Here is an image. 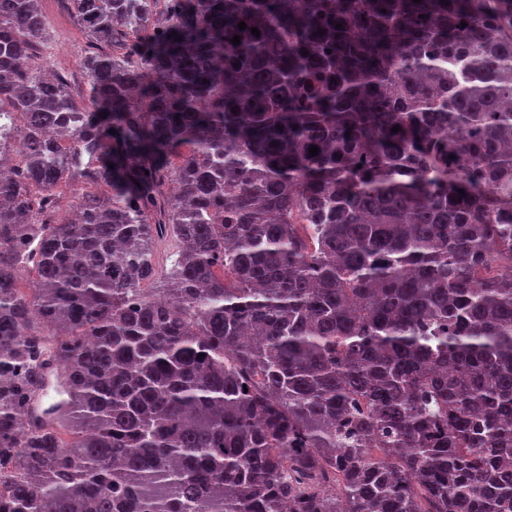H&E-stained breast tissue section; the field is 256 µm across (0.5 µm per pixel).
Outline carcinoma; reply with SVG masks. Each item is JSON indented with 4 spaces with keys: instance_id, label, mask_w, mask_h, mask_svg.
Returning a JSON list of instances; mask_svg holds the SVG:
<instances>
[{
    "instance_id": "cac0c4a2",
    "label": "carcinoma",
    "mask_w": 512,
    "mask_h": 512,
    "mask_svg": "<svg viewBox=\"0 0 512 512\" xmlns=\"http://www.w3.org/2000/svg\"><path fill=\"white\" fill-rule=\"evenodd\" d=\"M64 3L91 111L0 0V512H512V0ZM56 192L59 193V208L55 218L59 222H64L72 215V205L77 198L84 197L85 194H95L101 197L108 195V189L102 185L62 183ZM174 256V246L167 242L155 241L153 246V261L156 268V275L153 281L145 283V288H166L165 273L171 267Z\"/></svg>"
}]
</instances>
